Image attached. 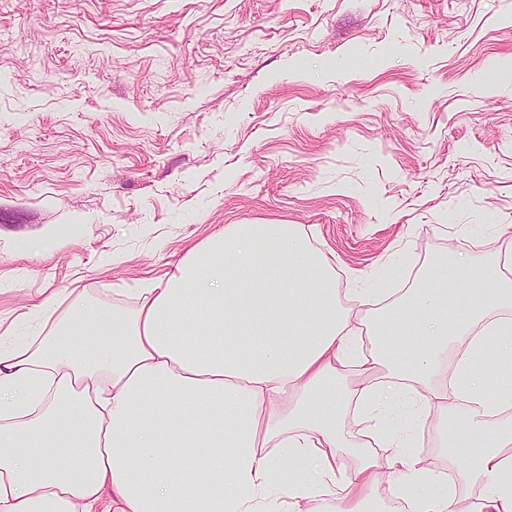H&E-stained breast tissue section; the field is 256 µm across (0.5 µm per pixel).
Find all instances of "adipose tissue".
<instances>
[{
    "label": "adipose tissue",
    "instance_id": "ef3b65f1",
    "mask_svg": "<svg viewBox=\"0 0 512 512\" xmlns=\"http://www.w3.org/2000/svg\"><path fill=\"white\" fill-rule=\"evenodd\" d=\"M505 263L454 257L386 309L362 290L341 306L327 254L295 225H227L135 306L87 303L0 345V512H365L380 465L442 481L386 425L401 396L479 490L406 512H512ZM350 408L369 448L348 470Z\"/></svg>",
    "mask_w": 512,
    "mask_h": 512
}]
</instances>
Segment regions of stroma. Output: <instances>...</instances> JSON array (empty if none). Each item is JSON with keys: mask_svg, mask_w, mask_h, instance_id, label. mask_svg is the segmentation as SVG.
Wrapping results in <instances>:
<instances>
[{"mask_svg": "<svg viewBox=\"0 0 512 512\" xmlns=\"http://www.w3.org/2000/svg\"><path fill=\"white\" fill-rule=\"evenodd\" d=\"M512 0H0V336L129 306L228 224L340 291L512 242ZM437 484L380 468L375 512Z\"/></svg>", "mask_w": 512, "mask_h": 512, "instance_id": "obj_1", "label": "stroma"}]
</instances>
